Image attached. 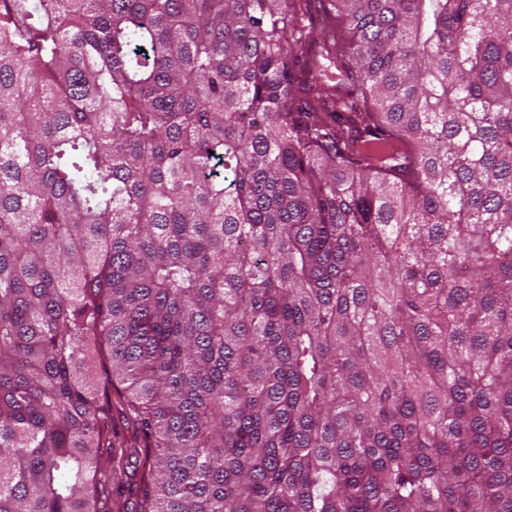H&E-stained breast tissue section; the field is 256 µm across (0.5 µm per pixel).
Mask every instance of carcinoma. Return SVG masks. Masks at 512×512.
Instances as JSON below:
<instances>
[{"label":"carcinoma","instance_id":"1","mask_svg":"<svg viewBox=\"0 0 512 512\" xmlns=\"http://www.w3.org/2000/svg\"><path fill=\"white\" fill-rule=\"evenodd\" d=\"M133 497L512 512V0H0V512Z\"/></svg>","mask_w":512,"mask_h":512}]
</instances>
